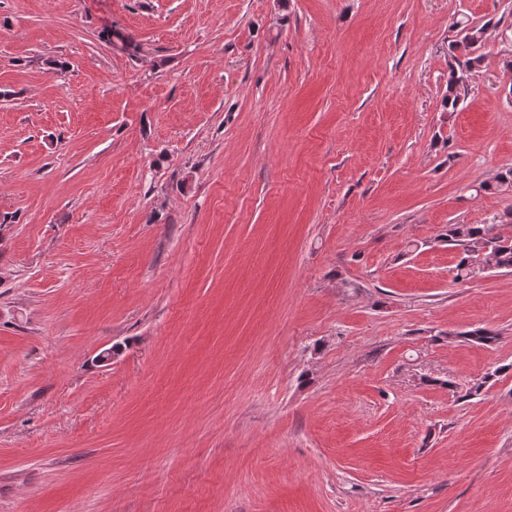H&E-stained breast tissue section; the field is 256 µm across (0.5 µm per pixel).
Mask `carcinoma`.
Returning a JSON list of instances; mask_svg holds the SVG:
<instances>
[{
  "label": "carcinoma",
  "mask_w": 512,
  "mask_h": 512,
  "mask_svg": "<svg viewBox=\"0 0 512 512\" xmlns=\"http://www.w3.org/2000/svg\"><path fill=\"white\" fill-rule=\"evenodd\" d=\"M491 22L481 26H472L469 21L458 20L453 26L458 29V39L448 47V86L443 97L446 112L457 111L459 105L468 94L469 86L458 82L457 77L463 73L470 74L478 66L481 56L475 54L478 44L485 39L486 31ZM112 48L131 56L138 50V44L119 29L112 30V38L108 39ZM483 191L499 194L512 192V167L499 171L493 181L480 185ZM504 222L497 224H450L448 225V244L460 249L456 279L466 281L475 277L478 270L490 263L494 269L512 273V236L502 233ZM467 339L480 346H491L498 340V333L487 328H475L465 332ZM512 364L503 365L491 373L485 374L473 383L465 397L481 394L488 383L499 374L511 370Z\"/></svg>",
  "instance_id": "carcinoma-1"
}]
</instances>
